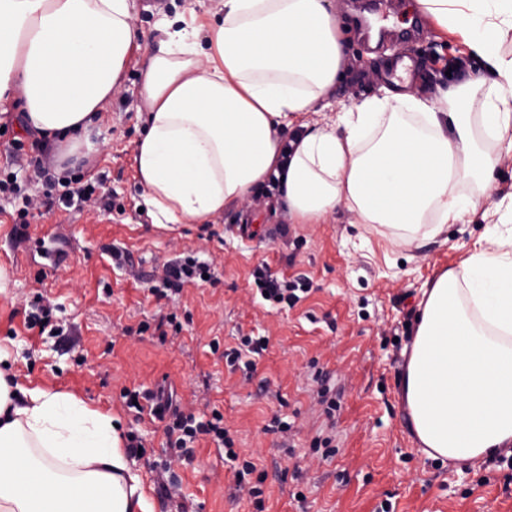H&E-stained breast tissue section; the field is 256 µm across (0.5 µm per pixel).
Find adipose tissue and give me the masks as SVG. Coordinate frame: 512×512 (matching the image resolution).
I'll use <instances>...</instances> for the list:
<instances>
[{
  "instance_id": "ef3b65f1",
  "label": "adipose tissue",
  "mask_w": 512,
  "mask_h": 512,
  "mask_svg": "<svg viewBox=\"0 0 512 512\" xmlns=\"http://www.w3.org/2000/svg\"><path fill=\"white\" fill-rule=\"evenodd\" d=\"M479 58L485 76L433 98L389 93L299 134L342 61L327 0H222L218 19L160 14L144 45L136 0H0V112L21 98L25 133L91 160L99 113L142 51L134 151L139 202L158 224H205L278 177L298 224L336 210L410 248L477 212L458 190L489 186L512 155V0H417ZM400 377L411 430L443 462L512 449V234L489 228L467 258L423 289ZM0 347V512H152L111 416L76 396L20 386Z\"/></svg>"
}]
</instances>
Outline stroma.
<instances>
[{"label":"stroma","instance_id":"obj_1","mask_svg":"<svg viewBox=\"0 0 512 512\" xmlns=\"http://www.w3.org/2000/svg\"><path fill=\"white\" fill-rule=\"evenodd\" d=\"M332 0L345 56L319 113L326 123L342 107L384 96L396 58L416 68L408 92L428 95L449 62L468 76L482 62L461 41L422 16L416 0ZM139 64L130 60L125 89L103 113L104 147L93 164H70L55 144L20 135L19 108L0 115V171L6 150L22 139L51 178L97 184L99 204L46 215L31 213L26 237L14 234L22 198L0 193V346L17 382L75 395L112 416L120 436L136 435L141 455L127 456L153 512H512V467L488 461L441 463L419 449L398 386L422 288L457 266L484 234L481 214L448 227L446 238L405 250L340 210L320 224H294L277 195L246 200L209 224H157L139 212L133 163L143 131L138 117ZM478 195L483 211L512 193V157L501 156L495 184ZM210 265L213 281L164 288L166 262L185 256ZM267 264L278 277L310 281L293 308L272 309L252 273ZM51 309L47 329H28L36 301ZM176 315L180 331L159 338L152 326ZM149 331H141V324ZM244 336H265L253 369L229 365L224 353ZM341 388L340 407L317 401L316 372ZM172 388L197 420L223 417L236 459L213 436H199L191 457L169 448L166 421L129 408L125 390ZM290 423L280 431L279 422ZM332 437L333 454L314 450ZM253 472L242 474L244 462ZM260 486L261 499L247 487Z\"/></svg>","mask_w":512,"mask_h":512}]
</instances>
